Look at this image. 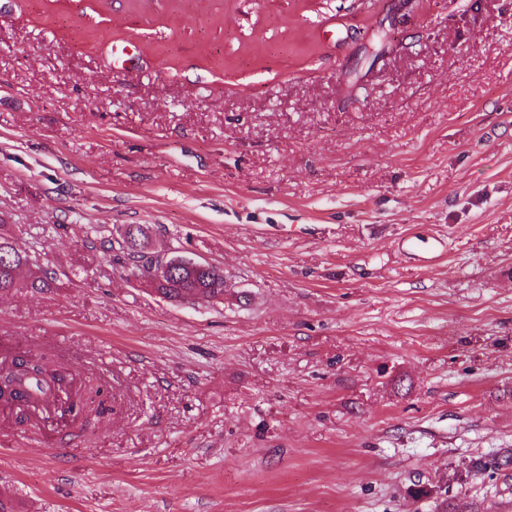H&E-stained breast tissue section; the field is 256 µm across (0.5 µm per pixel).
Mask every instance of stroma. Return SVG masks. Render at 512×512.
Instances as JSON below:
<instances>
[{"label":"stroma","instance_id":"35a3bbf8","mask_svg":"<svg viewBox=\"0 0 512 512\" xmlns=\"http://www.w3.org/2000/svg\"><path fill=\"white\" fill-rule=\"evenodd\" d=\"M0 224L56 277L0 346L85 402L0 405L15 512H512V0H0ZM138 247L133 250L127 245L126 235L119 244L121 249L132 259H144L141 271L147 285L160 297L169 301L194 300L210 302L223 300L224 294L230 292L234 286L224 276V271L217 266L205 263L204 267L196 266L190 262L179 263L175 266L170 276H165L163 281L155 280L150 275L154 265L162 260L169 263L178 255L163 254L146 257L145 249L150 243V235L143 224L136 225ZM446 247L445 239L439 237L433 238L431 241H423L417 237H405L398 243L400 252L415 256L417 253H422L424 256L421 258L426 263L435 262L444 254Z\"/></svg>","mask_w":512,"mask_h":512}]
</instances>
